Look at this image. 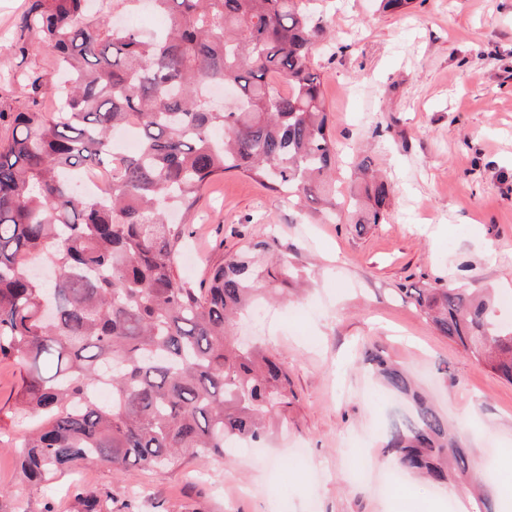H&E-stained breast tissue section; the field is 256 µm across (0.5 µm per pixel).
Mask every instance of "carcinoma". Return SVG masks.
<instances>
[{"mask_svg": "<svg viewBox=\"0 0 512 512\" xmlns=\"http://www.w3.org/2000/svg\"><path fill=\"white\" fill-rule=\"evenodd\" d=\"M89 0H28L8 50L35 33L55 72L14 76L29 94L0 108V361L20 366L13 416L34 423L17 451L37 483L98 460L164 469L184 456L221 464L228 444L261 446L288 420V368L238 319L288 288L293 266L275 241H248L199 288L179 271L204 188L234 172L272 200L313 202L325 219L379 224L392 185L351 181L336 201L337 152L312 52L325 34L317 0H146L167 18L159 35L115 27ZM62 95L58 110L47 101ZM139 141L119 153L113 135ZM93 168L112 195L78 187ZM58 271L52 283L32 266ZM441 335L512 383V328L489 290L407 288ZM369 361L405 405L385 449L399 471L435 485L488 482L448 420L384 351ZM110 389V401L97 397Z\"/></svg>", "mask_w": 512, "mask_h": 512, "instance_id": "cac0c4a2", "label": "carcinoma"}]
</instances>
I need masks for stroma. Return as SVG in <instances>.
I'll list each match as a JSON object with an SVG mask.
<instances>
[{
	"mask_svg": "<svg viewBox=\"0 0 512 512\" xmlns=\"http://www.w3.org/2000/svg\"><path fill=\"white\" fill-rule=\"evenodd\" d=\"M378 0H325L327 37L312 57L343 162L368 157L393 185L381 224L324 223L315 204L273 202L254 182L225 174L206 189L180 271L205 283L247 241L276 239L306 285L271 317L243 331L288 367L295 398L288 423L263 455L214 467L186 457L164 471L90 462L41 485L24 482L14 445L29 427L9 413L18 366L0 362V512H467L456 491L391 468L384 435L395 407L364 349L383 348L431 393L489 487L512 512V384L442 336L405 297L407 288L463 284L495 292L497 319L512 326V0H413L406 14ZM111 20L144 33L140 0H105ZM26 0H0V75L47 67L32 43L26 60L6 48ZM447 364V376L436 367Z\"/></svg>",
	"mask_w": 512,
	"mask_h": 512,
	"instance_id": "stroma-1",
	"label": "stroma"
}]
</instances>
